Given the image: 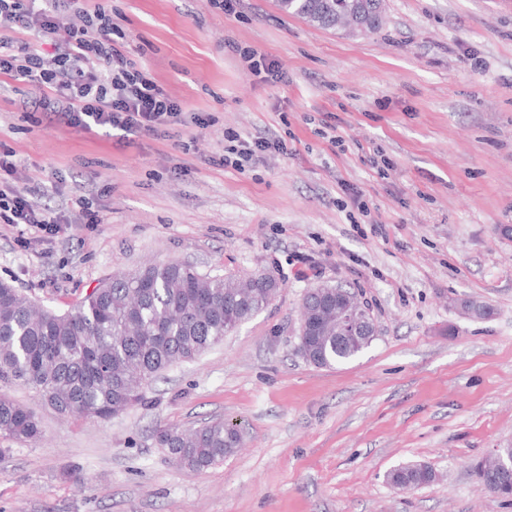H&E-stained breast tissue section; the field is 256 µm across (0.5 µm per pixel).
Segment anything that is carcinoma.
<instances>
[{
  "label": "carcinoma",
  "mask_w": 512,
  "mask_h": 512,
  "mask_svg": "<svg viewBox=\"0 0 512 512\" xmlns=\"http://www.w3.org/2000/svg\"><path fill=\"white\" fill-rule=\"evenodd\" d=\"M286 14L323 29L351 26L374 32L382 23L383 0H278ZM277 286L204 275L187 263L169 261L133 273L112 275L67 313L38 308L17 288L0 282V379L35 390L65 417L107 420L145 403L144 387L169 367L194 360L224 335L264 310ZM313 335L299 353L316 367L351 361L375 334L345 329L336 310L363 315L364 304L345 288L322 285L306 295ZM0 435L16 441L40 435L29 409L0 397ZM156 443L190 471L219 463L237 452L242 436L221 419L179 430L160 427ZM512 448L475 469L478 481L505 505L512 504V475L502 463ZM438 480L424 463L396 467L386 481L415 489Z\"/></svg>",
  "instance_id": "1"
}]
</instances>
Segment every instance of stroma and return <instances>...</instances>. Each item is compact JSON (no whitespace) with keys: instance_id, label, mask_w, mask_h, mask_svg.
Returning <instances> with one entry per match:
<instances>
[{"instance_id":"1","label":"stroma","mask_w":512,"mask_h":512,"mask_svg":"<svg viewBox=\"0 0 512 512\" xmlns=\"http://www.w3.org/2000/svg\"><path fill=\"white\" fill-rule=\"evenodd\" d=\"M101 2L127 58L214 120L85 131L0 76L18 187L66 215L89 198L103 217L49 242L0 223V281L60 313L113 274L167 261L279 288L110 419L63 418L0 381L41 426L32 442L0 436V512H512L474 474L512 447V0H385L384 26L355 36L276 0L231 14L208 0ZM244 49L274 74L253 73ZM230 133L282 148L227 168ZM321 284L354 289L375 319L356 360L317 367L297 351L302 299ZM463 298L492 316L461 317ZM214 419L243 439L219 464L182 469L155 442L158 427ZM410 462L439 481L391 487L386 472Z\"/></svg>"}]
</instances>
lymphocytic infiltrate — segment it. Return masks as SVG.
<instances>
[{"label":"lymphocytic infiltrate","instance_id":"1","mask_svg":"<svg viewBox=\"0 0 512 512\" xmlns=\"http://www.w3.org/2000/svg\"><path fill=\"white\" fill-rule=\"evenodd\" d=\"M26 32L35 34L37 47L21 43ZM116 32L111 15L90 0H48L44 8L37 0H0V75L27 82L36 95L35 109L61 113L76 128L137 137L187 120L199 128L212 122L207 112L185 115L179 101L127 59ZM273 147L266 139L229 134L223 164L244 169ZM16 173L13 151L0 148V223L57 236L63 217L42 207L33 193L17 189Z\"/></svg>","mask_w":512,"mask_h":512}]
</instances>
